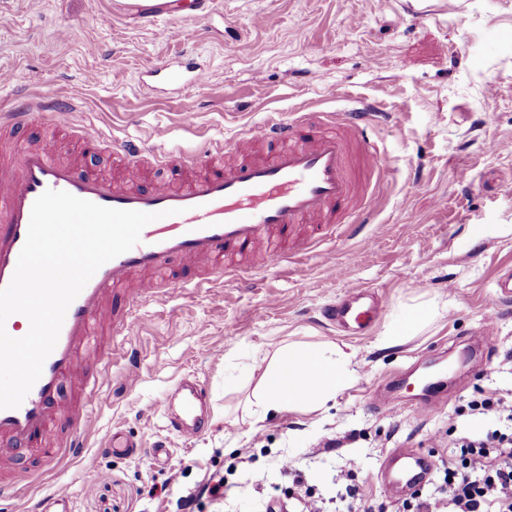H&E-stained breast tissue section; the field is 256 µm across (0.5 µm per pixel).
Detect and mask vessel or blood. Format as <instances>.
Segmentation results:
<instances>
[{"label":"vessel or blood","mask_w":512,"mask_h":512,"mask_svg":"<svg viewBox=\"0 0 512 512\" xmlns=\"http://www.w3.org/2000/svg\"><path fill=\"white\" fill-rule=\"evenodd\" d=\"M71 104L45 100L26 102L0 114V125L24 127L49 114L66 115ZM380 103L322 115L320 128H309L306 116L289 120L267 118L239 133L231 149L239 157L231 167L214 162L222 149L180 154L182 165L193 171L181 187L154 183L127 188L88 169L62 162L58 146L48 141L23 151L14 161L5 185L0 186V289L15 272L24 246L34 201L48 189L65 191L101 206L158 213L139 243L130 251L102 265L69 306L57 344L46 359L40 378L22 404L0 409V499H14L18 471L14 449L30 448L41 441L55 420H70L68 435L59 443L47 466L64 459L80 458L86 446L82 428L94 404L103 374L110 364L111 349L93 345L94 328L106 301L118 294L136 275L147 273L156 281L173 277V261L184 270L197 271L195 287L224 278V257L248 254L264 244L263 264L276 268L288 260L287 240L297 228L307 231V244L320 243L336 214L349 220L344 237H357L373 223L374 189L387 178L383 147L371 130L385 119ZM274 140L278 150L258 158V141ZM380 314V304L370 288L354 287L329 304L323 315L345 331L362 334ZM82 389L79 406L61 399L65 380ZM181 395V414L170 420L172 430L195 434L205 426L206 393L196 382L181 379L175 386ZM432 463L412 448L390 452L377 479L400 496L426 482Z\"/></svg>","instance_id":"obj_1"}]
</instances>
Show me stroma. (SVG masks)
I'll use <instances>...</instances> for the list:
<instances>
[{"mask_svg": "<svg viewBox=\"0 0 512 512\" xmlns=\"http://www.w3.org/2000/svg\"><path fill=\"white\" fill-rule=\"evenodd\" d=\"M405 2L186 0L195 20L173 40L169 20L139 26L120 0H0V71L14 76L0 85V110L19 95L71 100L98 138L89 151L65 117L49 116L16 131L15 148L55 137L66 157L100 174L124 171L113 142L151 146L161 127L170 131L164 151L175 153L232 141L272 113L302 112L317 124L369 99L390 114L374 130L389 186L362 236L326 241L282 269L254 265L231 281L144 299L112 342L84 456L21 479L15 512L62 485L71 512H176L181 497L222 477L231 485L223 501L202 499L195 512H298L290 497L298 475L324 512H342L350 484L370 506L390 499L372 475L391 449L447 459L449 429L469 421L458 408L480 389L512 391V302L497 304L487 358L457 362L480 335L495 280L512 270V0H455L451 9L428 0L432 12L417 24ZM190 64L207 72L205 84L168 82L167 70ZM186 112L193 128L182 125ZM417 180L426 193L413 192ZM332 262L333 278L324 272ZM359 284L372 287L382 313L351 336L321 311ZM418 296L448 309L405 344L379 347V334ZM284 340L349 345L354 378L326 409L250 428L243 407L254 362ZM213 349L221 359L209 358ZM184 377L206 390L207 426L194 436L168 428L172 387ZM402 377L413 394L423 379L444 382L446 403L419 419L401 407L377 413L373 399ZM115 430L138 442L133 455L101 453ZM157 443L168 450L160 463L150 455ZM89 467L105 480L85 481Z\"/></svg>", "mask_w": 512, "mask_h": 512, "instance_id": "35a3bbf8", "label": "stroma"}]
</instances>
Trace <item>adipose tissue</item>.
Returning a JSON list of instances; mask_svg holds the SVG:
<instances>
[{
    "label": "adipose tissue",
    "mask_w": 512,
    "mask_h": 512,
    "mask_svg": "<svg viewBox=\"0 0 512 512\" xmlns=\"http://www.w3.org/2000/svg\"><path fill=\"white\" fill-rule=\"evenodd\" d=\"M444 309V302L434 298L408 306L394 327L378 336V345L388 348L401 344L415 329L441 316ZM354 358V350L333 343L280 345L265 364L255 367L258 378L245 409L250 425L285 411L326 408L352 381Z\"/></svg>",
    "instance_id": "1"
}]
</instances>
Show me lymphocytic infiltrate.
Here are the masks:
<instances>
[{
    "label": "lymphocytic infiltrate",
    "mask_w": 512,
    "mask_h": 512,
    "mask_svg": "<svg viewBox=\"0 0 512 512\" xmlns=\"http://www.w3.org/2000/svg\"><path fill=\"white\" fill-rule=\"evenodd\" d=\"M471 416L504 420V427L461 433L444 470L447 512H512V400L482 394L467 404Z\"/></svg>",
    "instance_id": "f902f5d3"
}]
</instances>
